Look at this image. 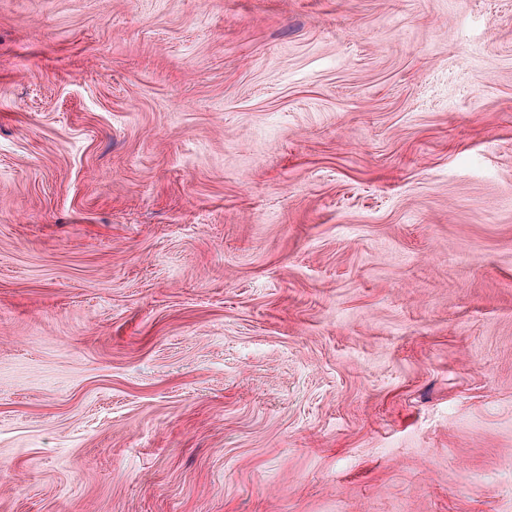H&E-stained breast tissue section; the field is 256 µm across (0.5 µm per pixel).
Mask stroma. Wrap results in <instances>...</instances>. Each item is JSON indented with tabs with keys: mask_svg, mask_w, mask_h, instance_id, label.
Segmentation results:
<instances>
[{
	"mask_svg": "<svg viewBox=\"0 0 512 512\" xmlns=\"http://www.w3.org/2000/svg\"><path fill=\"white\" fill-rule=\"evenodd\" d=\"M0 512H512V0H0Z\"/></svg>",
	"mask_w": 512,
	"mask_h": 512,
	"instance_id": "stroma-1",
	"label": "stroma"
}]
</instances>
